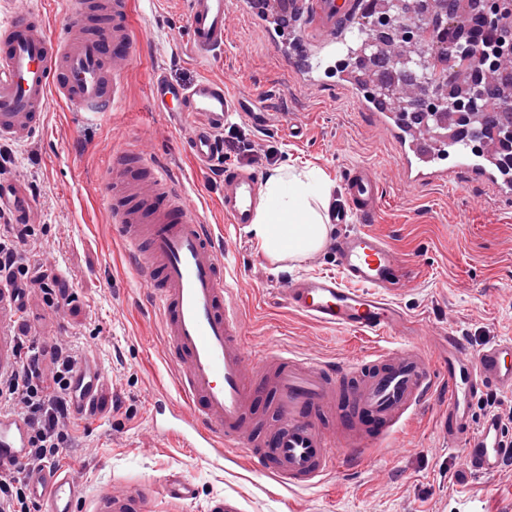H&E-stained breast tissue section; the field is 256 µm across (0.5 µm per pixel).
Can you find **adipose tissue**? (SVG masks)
I'll list each match as a JSON object with an SVG mask.
<instances>
[{"instance_id": "obj_1", "label": "adipose tissue", "mask_w": 512, "mask_h": 512, "mask_svg": "<svg viewBox=\"0 0 512 512\" xmlns=\"http://www.w3.org/2000/svg\"><path fill=\"white\" fill-rule=\"evenodd\" d=\"M331 188L318 170H273L252 224L260 250L274 260H299L321 249L329 235L325 211Z\"/></svg>"}]
</instances>
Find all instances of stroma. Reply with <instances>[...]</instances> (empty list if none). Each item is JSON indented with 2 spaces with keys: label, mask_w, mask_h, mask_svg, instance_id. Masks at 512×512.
<instances>
[{
  "label": "stroma",
  "mask_w": 512,
  "mask_h": 512,
  "mask_svg": "<svg viewBox=\"0 0 512 512\" xmlns=\"http://www.w3.org/2000/svg\"><path fill=\"white\" fill-rule=\"evenodd\" d=\"M228 11L224 46L206 58L187 48L179 0H131L130 22L146 40L126 71L117 106L84 129L71 105L52 101L43 129L12 144L8 162L0 164V181L30 211L35 262L55 269L74 295L71 305L51 308L32 291L29 337L38 346L68 341L105 380L106 408L76 422L59 458L82 491L80 512H93L99 495L129 485L153 491L142 512H207L222 498L237 500L242 512H512V465L491 478L467 475L461 451L444 446L432 411L415 415L395 446L376 449L361 466L309 490H289L229 458L220 467L195 459L154 434L150 401L173 392L174 376L158 319L134 283L103 203L107 165L126 147L165 162L213 225L254 340L317 360L353 358L383 345L374 336L317 326L288 308L285 282L335 273V259L324 248L282 270L259 250L253 233L236 234L223 209L228 164L263 176L284 164L320 170L333 183L334 206L344 201V170L372 166L380 199L363 226L406 264L397 301L411 327L396 345L423 343L440 354L453 336L474 352L512 336V193L460 173L408 188L396 163L399 144L359 107L360 87L351 75L306 84L287 70L288 51L245 0H228ZM157 72L183 84L203 74L224 81L241 98L239 115L224 127L227 147H235L240 133L271 148L272 160L233 154L228 163L197 167L184 149L191 125L151 103ZM292 120L302 135L289 134ZM178 475L196 486L191 502L160 493Z\"/></svg>",
  "instance_id": "stroma-1"
}]
</instances>
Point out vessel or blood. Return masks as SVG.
Returning <instances> with one entry per match:
<instances>
[{
  "instance_id": "1",
  "label": "vessel or blood",
  "mask_w": 512,
  "mask_h": 512,
  "mask_svg": "<svg viewBox=\"0 0 512 512\" xmlns=\"http://www.w3.org/2000/svg\"><path fill=\"white\" fill-rule=\"evenodd\" d=\"M187 39L205 55L224 44L227 0H183ZM67 22L52 31L42 10L14 8L0 19V138L30 141L44 126L52 99L72 104L84 124L110 112L122 96L125 66L133 62L144 33L129 19V0H61ZM355 0H302L299 24L288 40L293 64L320 70L336 50ZM150 94L157 111L182 114L197 131L187 149L205 168L222 153L217 137L240 110V98L222 81L205 76L189 85L154 77ZM437 166L454 159L468 168L465 145L440 146ZM379 179L370 166L345 170V202L330 221L339 231L329 249L336 272L290 280L284 296L290 308L317 325L383 336L399 335L406 320L395 301L402 257L379 235L351 228L353 217L369 218L379 204ZM109 217L124 245L139 285L156 313L164 355L176 372L181 403L163 410L151 404L152 424L197 458L238 459L248 471L288 489H308L388 446L419 410L439 401V423L449 447L462 449L471 473L498 472L500 428L493 418L473 422L470 402L492 385L512 394V336L477 352L449 339L444 365L422 344L382 347L352 360L317 361L278 345L248 342L245 319L228 283L231 272L219 256L212 225L163 165L113 155L107 173ZM259 194L257 172H224V216L235 231L253 222ZM20 310L12 289H0V375L16 366ZM86 384L74 407L78 418L94 409L104 382L101 372L80 370ZM267 395L271 432H255L250 411ZM339 421L343 431L324 423ZM29 428L21 417L0 411V465L23 467L34 498L47 512H77L79 488L62 469L26 467ZM161 493L187 503L195 497L190 478L168 479ZM95 512H140V496L113 493Z\"/></svg>"
}]
</instances>
